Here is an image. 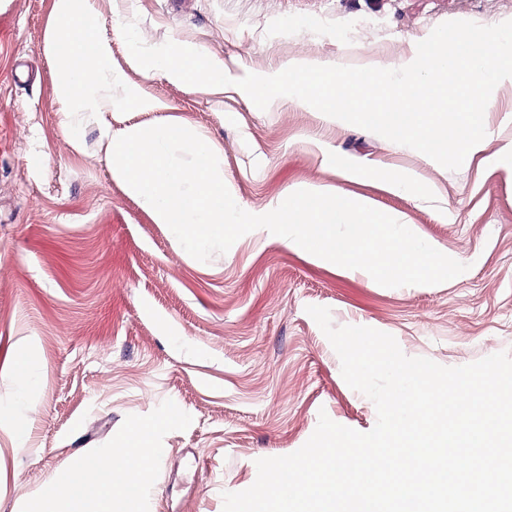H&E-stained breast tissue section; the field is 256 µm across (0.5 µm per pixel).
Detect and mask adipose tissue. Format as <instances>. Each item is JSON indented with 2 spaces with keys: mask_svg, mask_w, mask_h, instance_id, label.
Segmentation results:
<instances>
[{
  "mask_svg": "<svg viewBox=\"0 0 512 512\" xmlns=\"http://www.w3.org/2000/svg\"><path fill=\"white\" fill-rule=\"evenodd\" d=\"M178 411L166 418L132 426L119 451H106L94 467L73 468L52 491L30 502L26 512H113L114 503H122L123 512H140L138 499L121 495L119 484H146L151 464L157 454L154 435L179 419Z\"/></svg>",
  "mask_w": 512,
  "mask_h": 512,
  "instance_id": "1",
  "label": "adipose tissue"
}]
</instances>
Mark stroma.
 Wrapping results in <instances>:
<instances>
[{"mask_svg": "<svg viewBox=\"0 0 512 512\" xmlns=\"http://www.w3.org/2000/svg\"><path fill=\"white\" fill-rule=\"evenodd\" d=\"M112 61L163 104L114 128L177 119L224 152L236 204L260 213L307 185H333L403 214L467 264L463 278L387 288L316 264L258 229L201 262L114 183L94 127L74 152L60 123L48 37L52 0H0V365L23 348L35 381L0 374V512L59 482L76 457L121 447L129 425L171 409L155 439L141 512H223L256 462L297 451L320 413L367 432L374 404L350 388L310 305L334 325L392 335L403 353L447 367L512 354V160L448 170L410 147L307 106L257 108L244 94L149 76L128 64L123 23L145 44L197 46L232 79L291 57L395 63L439 24L512 20V0H94ZM376 175L347 179L335 155ZM415 173L426 190L390 191ZM24 423L14 441L10 429Z\"/></svg>", "mask_w": 512, "mask_h": 512, "instance_id": "1", "label": "stroma"}]
</instances>
